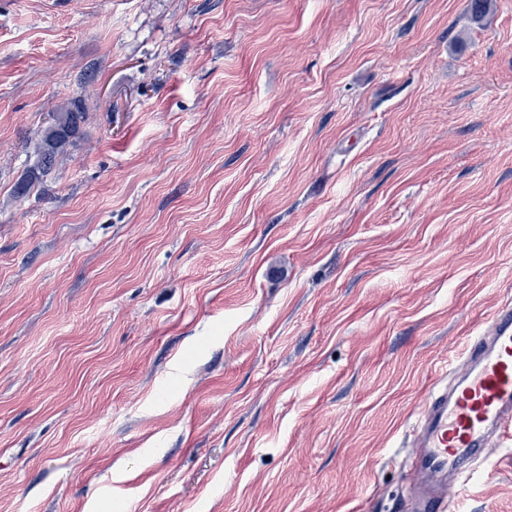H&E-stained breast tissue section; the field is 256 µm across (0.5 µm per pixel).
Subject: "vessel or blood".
<instances>
[{
	"instance_id": "1",
	"label": "vessel or blood",
	"mask_w": 512,
	"mask_h": 512,
	"mask_svg": "<svg viewBox=\"0 0 512 512\" xmlns=\"http://www.w3.org/2000/svg\"><path fill=\"white\" fill-rule=\"evenodd\" d=\"M512 438V305L497 309L441 366L411 432L406 512H448L449 495Z\"/></svg>"
}]
</instances>
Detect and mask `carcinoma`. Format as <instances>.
<instances>
[{"label": "carcinoma", "mask_w": 512, "mask_h": 512, "mask_svg": "<svg viewBox=\"0 0 512 512\" xmlns=\"http://www.w3.org/2000/svg\"><path fill=\"white\" fill-rule=\"evenodd\" d=\"M60 122L57 130L41 127L34 142V165L15 185L19 196L29 194L35 185L48 176L81 137L82 128L88 120V107L85 100L75 97L61 104L55 111Z\"/></svg>", "instance_id": "carcinoma-1"}]
</instances>
